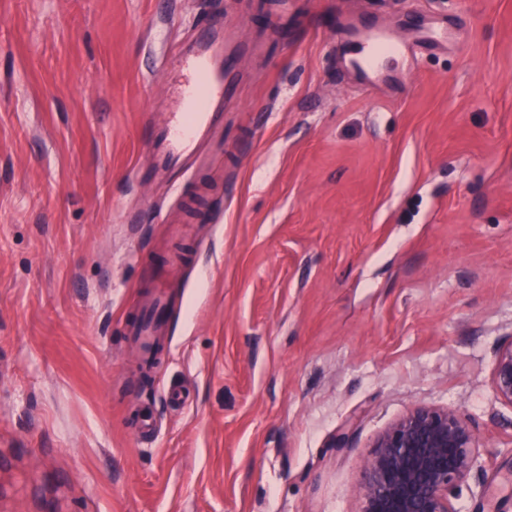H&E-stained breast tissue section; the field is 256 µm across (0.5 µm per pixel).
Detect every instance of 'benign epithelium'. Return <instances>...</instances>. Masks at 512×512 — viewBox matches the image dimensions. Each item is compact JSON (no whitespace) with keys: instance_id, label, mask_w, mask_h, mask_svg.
<instances>
[{"instance_id":"obj_1","label":"benign epithelium","mask_w":512,"mask_h":512,"mask_svg":"<svg viewBox=\"0 0 512 512\" xmlns=\"http://www.w3.org/2000/svg\"><path fill=\"white\" fill-rule=\"evenodd\" d=\"M492 386L512 407V342L496 354ZM481 467L468 419L450 408L416 407L375 441L355 489L359 512H458L460 485Z\"/></svg>"}]
</instances>
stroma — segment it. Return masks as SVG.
Here are the masks:
<instances>
[{
    "label": "stroma",
    "instance_id": "35a3bbf8",
    "mask_svg": "<svg viewBox=\"0 0 512 512\" xmlns=\"http://www.w3.org/2000/svg\"><path fill=\"white\" fill-rule=\"evenodd\" d=\"M219 12L235 104L194 183L227 206L185 241L172 177L135 169L179 109L164 62ZM435 18L402 89L341 72L337 21ZM158 269L145 376L125 327ZM510 343L512 0H0V512H358L417 406L479 439L462 512H512ZM492 386L497 400L512 407V343L500 348L496 354Z\"/></svg>",
    "mask_w": 512,
    "mask_h": 512
}]
</instances>
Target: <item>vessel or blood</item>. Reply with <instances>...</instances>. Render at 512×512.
<instances>
[{"label":"vessel or blood","instance_id":"b4317fda","mask_svg":"<svg viewBox=\"0 0 512 512\" xmlns=\"http://www.w3.org/2000/svg\"><path fill=\"white\" fill-rule=\"evenodd\" d=\"M343 49L345 68L357 79L362 91H369L382 78V66L399 62V79L414 69L421 47L440 48L448 42V30L439 23L420 32L413 40L399 41L386 31L356 30L340 25L336 30ZM231 58L226 51L224 22L216 19L201 26L192 38L165 62L181 109L169 112L150 125L152 171L165 173L177 167H207L224 152V112L229 94L227 75ZM166 300L156 294L144 301L142 313L128 321L126 334L136 344L141 366L153 370L159 358L152 345L166 327Z\"/></svg>","mask_w":512,"mask_h":512}]
</instances>
